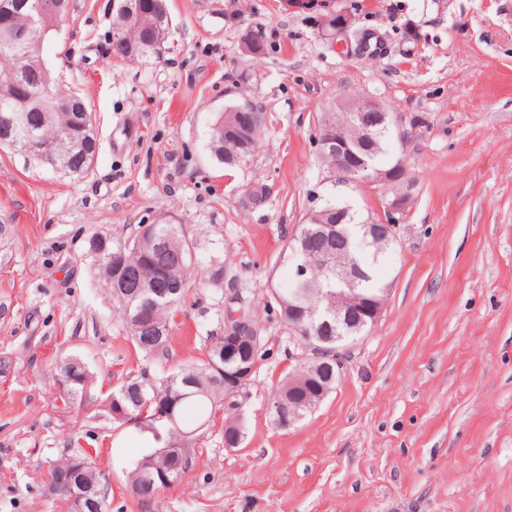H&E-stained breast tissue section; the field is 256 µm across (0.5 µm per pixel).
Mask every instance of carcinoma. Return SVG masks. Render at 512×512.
I'll return each instance as SVG.
<instances>
[{
  "mask_svg": "<svg viewBox=\"0 0 512 512\" xmlns=\"http://www.w3.org/2000/svg\"><path fill=\"white\" fill-rule=\"evenodd\" d=\"M154 7H148L140 12L131 13L121 6H116L113 17L112 32L137 47L135 59L147 58L159 53L160 47L152 40L153 29L159 25V20L167 14L166 0H154ZM53 18L47 17L38 32L30 37L28 47L23 49L10 45L0 38V57H4L5 68L0 74V80H6L12 87L8 89V99L0 96V109L16 112L20 117V127L12 134L11 145L24 146L31 136L38 137L42 142L52 145L59 134L69 126V112L73 111L70 98L72 93L65 90L57 81H51L49 91H44V74L50 68L41 66L42 40L50 33ZM373 33L367 30H357L353 33L359 53L367 56L378 54L377 47L371 44ZM375 121V113L364 112L359 117L352 118L349 126L350 136L360 140L366 128ZM214 156L218 162L227 167H233L240 159L233 156L232 145L221 143V128L214 127L212 133ZM97 150V140L71 153L61 149L53 153L45 164L60 170H66V165L82 167L86 172L91 167L94 151ZM323 224H336L343 221L352 224L356 220L354 211L348 205L334 201L326 202L320 208ZM150 233L156 245L145 253L140 247L141 236ZM101 238L96 237L89 242L98 275L103 281H108L111 269H116L119 276H124L128 270L139 271L143 277L157 281L160 288L170 290L163 298L148 297L139 294L136 278L126 281L128 297L125 300L112 299L113 304L120 310L121 319L126 332L131 337L135 348L146 355L162 362L168 359V342L172 329V312L175 306L187 294L190 287L188 275L191 253L180 229L175 224H149L140 229L131 238L121 242L106 240L107 253H98ZM289 245H298L304 251L303 259L312 263L307 275V283L300 286L297 279H292L289 287L280 288L276 293L283 303L294 302L299 297L308 309L307 317L311 318L329 306L352 302L358 306L365 298L384 300L385 288L379 284L375 268L380 256L381 242H360L349 237L334 233H323L317 229L307 235L302 232L289 241ZM348 253L359 265L362 277L351 288L336 286V274L326 265L327 258ZM243 317L248 326L242 332L239 351L252 358L257 364L264 360L266 353V337L258 326V310L244 309ZM164 328L163 334H158V328ZM355 335L336 341V331L327 332L321 338L301 341L307 348V358L300 367L287 376L270 395V399L280 398L288 409L301 414L306 413V406L319 403L320 388L332 389L338 378V372L327 371L322 361L312 357L310 345H315L324 352H334L338 347H345L353 342ZM224 353V337L213 340L206 361L197 366L179 368L160 381L148 377L140 380L124 382L112 392V398L118 400L124 413L114 410L113 404H108L107 418L114 422L128 423L140 416H153L161 403L179 390L185 398L178 407L176 421L167 420L150 422L155 441L166 440V446L180 452H186L191 464L185 466L172 482L182 480L193 470L196 462V440L204 436V429L215 422L217 415L224 420V439L243 444L245 438L243 420L237 405L234 403L231 387L224 384V367L228 363L219 358ZM78 365V378L73 380L62 401L64 405L80 404L87 398L88 382L94 380L85 363L76 356L60 359L56 365V381L62 384L63 365L66 363ZM189 380L192 385H184ZM196 409L193 421L185 417L184 410L188 406ZM92 454L81 449L50 466L45 475L47 487L57 483L60 472L68 469L73 462L79 460L86 465L85 482L91 486L89 493L90 508L88 512H104L103 507L109 497L111 486L109 480L101 475L93 466ZM166 458L161 450H156L143 456L137 463L130 480V489L134 496L142 502H151L160 496L168 484L159 478L157 471L164 469Z\"/></svg>",
  "mask_w": 512,
  "mask_h": 512,
  "instance_id": "cac0c4a2",
  "label": "carcinoma"
}]
</instances>
